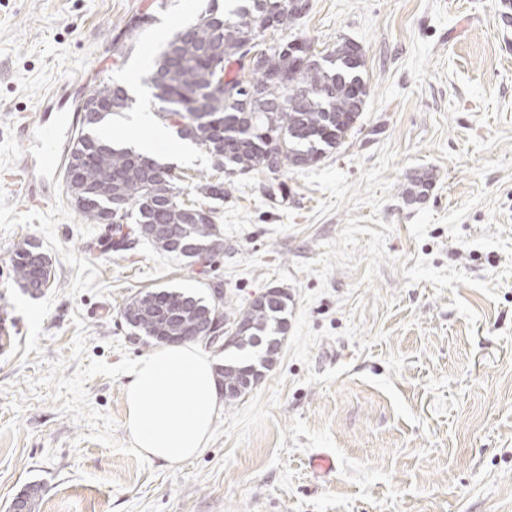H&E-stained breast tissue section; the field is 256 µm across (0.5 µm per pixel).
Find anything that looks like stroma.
Instances as JSON below:
<instances>
[{
  "label": "stroma",
  "instance_id": "1",
  "mask_svg": "<svg viewBox=\"0 0 512 512\" xmlns=\"http://www.w3.org/2000/svg\"><path fill=\"white\" fill-rule=\"evenodd\" d=\"M152 2L0 0V170L38 171L19 118L65 82L43 118L67 148L105 78L132 99L112 138L152 141L185 192L226 178L161 124L143 82L200 0H172L112 62L113 37ZM310 3L301 29L317 50L346 37L364 51L358 129L288 172L287 198L267 195L268 175H234L212 203L224 255L206 273L143 241L102 252L104 226L64 183L34 209L0 181V512L32 483L38 512H512V24L500 0ZM422 172L432 186L408 202ZM28 242L55 273L37 297L10 275ZM217 283L237 306L287 289L288 336L257 387L224 404L202 454L147 458L124 391L151 349L120 310L141 291L206 297ZM319 453L331 472L312 467Z\"/></svg>",
  "mask_w": 512,
  "mask_h": 512
}]
</instances>
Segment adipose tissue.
Here are the masks:
<instances>
[{
  "instance_id": "ef3b65f1",
  "label": "adipose tissue",
  "mask_w": 512,
  "mask_h": 512,
  "mask_svg": "<svg viewBox=\"0 0 512 512\" xmlns=\"http://www.w3.org/2000/svg\"><path fill=\"white\" fill-rule=\"evenodd\" d=\"M125 400L135 448L169 464L205 449L221 410L212 360L187 345L162 346L140 359Z\"/></svg>"
}]
</instances>
